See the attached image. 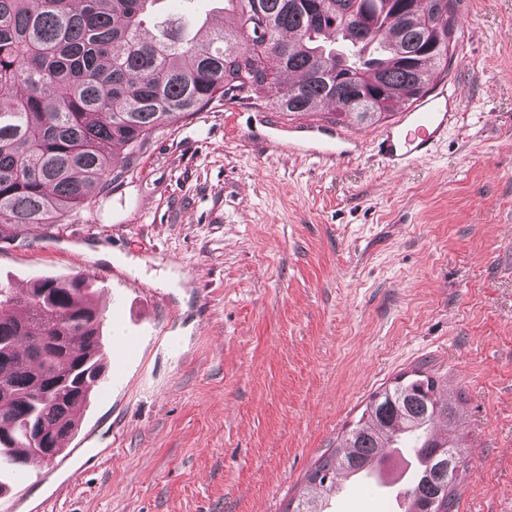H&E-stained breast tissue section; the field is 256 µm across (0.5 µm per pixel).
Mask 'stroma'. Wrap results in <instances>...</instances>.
Instances as JSON below:
<instances>
[{
  "mask_svg": "<svg viewBox=\"0 0 512 512\" xmlns=\"http://www.w3.org/2000/svg\"><path fill=\"white\" fill-rule=\"evenodd\" d=\"M455 54L433 71L464 106L400 171L382 124L331 161L267 143L274 122L224 100L156 132L122 181L48 234L0 248V282L89 275L107 362L69 449L32 460L0 504L20 512H286L371 395L422 367L465 394L452 512H512V0H457ZM336 512H390L377 488Z\"/></svg>",
  "mask_w": 512,
  "mask_h": 512,
  "instance_id": "stroma-1",
  "label": "stroma"
}]
</instances>
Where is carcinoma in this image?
<instances>
[{
  "label": "carcinoma",
  "mask_w": 512,
  "mask_h": 512,
  "mask_svg": "<svg viewBox=\"0 0 512 512\" xmlns=\"http://www.w3.org/2000/svg\"><path fill=\"white\" fill-rule=\"evenodd\" d=\"M156 0H0V228L52 226L117 182L161 127L224 99L270 100L303 115L378 122L391 103L427 93L429 68L453 56L455 13L416 0H224L238 15L187 41L182 25L144 27ZM367 13L370 27L356 25ZM83 274L48 276L26 291L0 283V461L23 467L54 454L77 430L74 410L105 369L104 310ZM421 368L374 393L316 462L294 512H324L336 471L384 459L403 437L422 470L406 490L410 512H448L464 461L459 403ZM439 424L436 439L428 429Z\"/></svg>",
  "instance_id": "obj_1"
}]
</instances>
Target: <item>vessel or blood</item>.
I'll return each mask as SVG.
<instances>
[{"label": "vessel or blood", "instance_id": "b4317fda", "mask_svg": "<svg viewBox=\"0 0 512 512\" xmlns=\"http://www.w3.org/2000/svg\"><path fill=\"white\" fill-rule=\"evenodd\" d=\"M462 106V96L454 85L445 80L437 82L430 93L399 112L397 119L383 131L377 141L379 153L394 167L427 157L445 137L449 124L457 118ZM285 136L293 139L299 151L339 159L352 156L357 143L356 138L338 127L271 125L270 142H278Z\"/></svg>", "mask_w": 512, "mask_h": 512}]
</instances>
